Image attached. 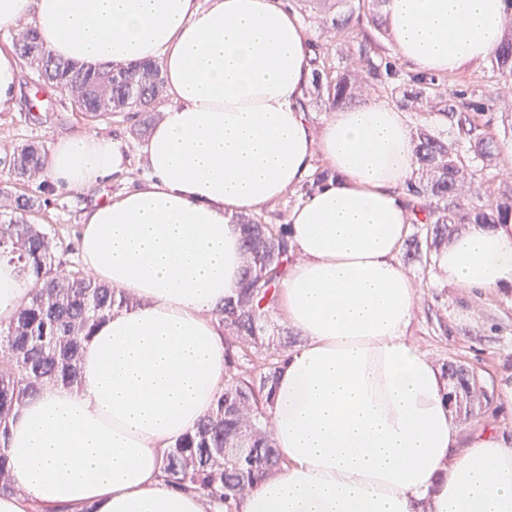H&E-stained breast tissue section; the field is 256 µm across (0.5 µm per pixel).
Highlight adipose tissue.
<instances>
[{
	"mask_svg": "<svg viewBox=\"0 0 512 512\" xmlns=\"http://www.w3.org/2000/svg\"><path fill=\"white\" fill-rule=\"evenodd\" d=\"M391 44L413 72L447 76L496 49L505 0H387ZM32 22L55 56L160 62L171 101L140 146L146 180L82 214L86 270L135 306L80 350L74 384L9 422L14 493L75 512H206L172 488L162 453L193 432L224 382L217 311L240 288L234 217L257 214L330 171L291 209L295 259L274 311L303 341L267 409L284 459L233 512H512V437L494 415L456 424L448 385L409 335L418 293L401 259L415 167L404 112L374 98L313 125V41L287 0H0V30ZM109 135L49 146L59 190L123 175ZM439 278L477 297L512 288V227L473 224L438 256ZM27 288L0 261V324Z\"/></svg>",
	"mask_w": 512,
	"mask_h": 512,
	"instance_id": "1",
	"label": "adipose tissue"
}]
</instances>
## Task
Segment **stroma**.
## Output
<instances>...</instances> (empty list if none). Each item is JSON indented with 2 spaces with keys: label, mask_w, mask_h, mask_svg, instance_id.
<instances>
[{
  "label": "stroma",
  "mask_w": 512,
  "mask_h": 512,
  "mask_svg": "<svg viewBox=\"0 0 512 512\" xmlns=\"http://www.w3.org/2000/svg\"><path fill=\"white\" fill-rule=\"evenodd\" d=\"M18 101L17 110L0 112V190L37 197L42 207L31 214V222L55 230L73 247L82 231V213L94 194L59 193L47 180L17 182L7 156L14 146L36 142L46 148L66 135L116 137L133 160L125 178L100 187L98 194L106 198L142 181L144 169L135 158L140 139L130 133L134 120L128 112L97 118L77 112L65 94L46 84L26 62L20 65ZM406 269L418 290L412 340L436 366L456 362L476 369L487 389H494L498 375L512 371V289L486 295L475 312L462 289L439 283L437 275H424L419 263H407Z\"/></svg>",
  "instance_id": "35a3bbf8"
}]
</instances>
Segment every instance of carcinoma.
I'll use <instances>...</instances> for the list:
<instances>
[{
    "label": "carcinoma",
    "instance_id": "1",
    "mask_svg": "<svg viewBox=\"0 0 512 512\" xmlns=\"http://www.w3.org/2000/svg\"><path fill=\"white\" fill-rule=\"evenodd\" d=\"M357 2L347 14L325 15L326 28L345 38L342 57L355 67L333 73L326 57L315 53L316 104L326 110L341 109L359 101L367 87L417 116L412 134L417 167L406 194L408 207L421 212L414 224L424 234L407 240L402 259L427 269L458 225L512 226V181L499 178L503 147L512 144V103L502 95V88L512 84V26L504 29L488 59L486 83L458 89L447 76L419 75L387 60L379 40L388 30L387 0ZM16 45L44 81L56 86L70 76L65 94L83 114L134 111L144 114L136 133L150 125L151 106L165 87L158 63L92 66L63 60L43 48L33 29L19 34ZM433 118L448 131L430 126ZM9 164L18 181L36 179L44 169L41 150L33 144L14 148ZM38 207L37 199L18 195L0 212L4 217L0 259L15 262L30 285L17 317L0 325V448L10 418L27 399L44 387L76 381L81 344L96 323L130 306L129 297L78 270L63 268L55 235L26 220ZM237 223L245 256L242 285L219 309L229 330L224 385L215 407L195 431L162 455L163 473L173 487H193L208 504L226 512L283 463L267 429L265 409L283 357L296 343L266 333L279 281L293 257L286 225L266 224L247 215L238 217ZM445 371L454 396L465 406L491 403L475 371L451 363ZM241 445L251 449L248 456L224 459V449Z\"/></svg>",
    "mask_w": 512,
    "mask_h": 512
}]
</instances>
